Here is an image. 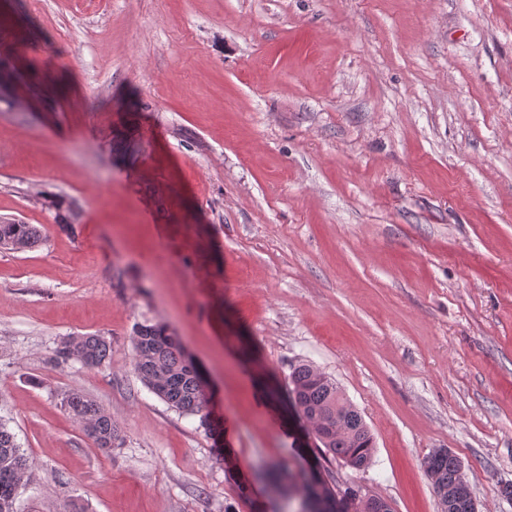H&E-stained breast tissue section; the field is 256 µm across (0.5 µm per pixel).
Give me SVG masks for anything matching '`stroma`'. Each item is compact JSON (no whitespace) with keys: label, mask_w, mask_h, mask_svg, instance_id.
I'll use <instances>...</instances> for the list:
<instances>
[{"label":"stroma","mask_w":512,"mask_h":512,"mask_svg":"<svg viewBox=\"0 0 512 512\" xmlns=\"http://www.w3.org/2000/svg\"><path fill=\"white\" fill-rule=\"evenodd\" d=\"M0 420L17 512H297L259 466L441 512L448 448L512 512V0H0ZM75 209L73 223L58 213ZM168 325L210 432L131 365ZM97 334L110 362L50 356ZM335 379L374 440L322 463L289 375ZM112 413L102 451L64 411ZM41 241V231L36 225L14 219L0 220V250L24 252L35 248ZM63 407L98 448L112 449L123 441V428L94 400L72 392L64 397ZM28 477V459L6 423L0 420V512H15L10 504L25 487Z\"/></svg>","instance_id":"obj_1"}]
</instances>
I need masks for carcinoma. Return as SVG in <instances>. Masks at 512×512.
Listing matches in <instances>:
<instances>
[{
    "mask_svg": "<svg viewBox=\"0 0 512 512\" xmlns=\"http://www.w3.org/2000/svg\"><path fill=\"white\" fill-rule=\"evenodd\" d=\"M41 241L36 225L0 220V250L24 252ZM133 347V370L142 384L169 408L198 415L202 423H209L203 373L173 332L161 323L140 324L134 331ZM109 356L110 345L104 337L86 335L61 341L51 361H74L95 368ZM290 380L294 406L304 417L324 424V439L319 444L322 456L354 469L366 467L374 452L373 437L361 415L344 399L335 380L320 379L319 370L309 364L293 367ZM63 407L97 447L108 450L123 441V428L95 401L72 392L64 397ZM424 465L436 491L446 490L457 481V457L452 453L433 452ZM28 477V459L6 423L0 421V512H13L10 504L25 487Z\"/></svg>",
    "mask_w": 512,
    "mask_h": 512,
    "instance_id": "cac0c4a2",
    "label": "carcinoma"
}]
</instances>
